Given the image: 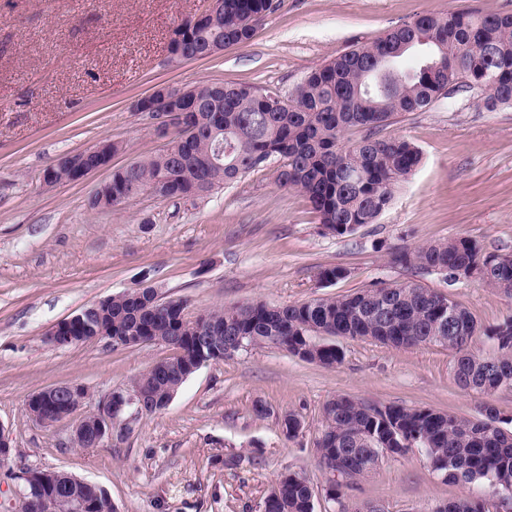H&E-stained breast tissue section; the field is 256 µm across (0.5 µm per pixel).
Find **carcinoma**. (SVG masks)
I'll use <instances>...</instances> for the list:
<instances>
[{
    "instance_id": "1",
    "label": "carcinoma",
    "mask_w": 512,
    "mask_h": 512,
    "mask_svg": "<svg viewBox=\"0 0 512 512\" xmlns=\"http://www.w3.org/2000/svg\"><path fill=\"white\" fill-rule=\"evenodd\" d=\"M224 8L201 21L183 22L174 52L200 60L214 47L249 42L259 24L277 7L276 0H223ZM420 62L401 66L413 49ZM455 91L490 87L489 111L512 106V14L481 15L451 11L421 13L412 24L396 27L370 45L351 49L312 69L285 100L249 83L210 82L188 90L170 88L168 105L184 109L167 148L112 169V185L93 210L114 209L133 189L153 192L163 183L168 200L200 197L236 182L272 163L277 183L301 192L323 230L348 235L373 224L390 204L394 188L421 162L419 149L400 136L379 137V130L402 115L422 112ZM364 132L349 142L345 134ZM394 263L416 273L461 270L472 279L512 293V261L500 260L468 237L396 248ZM150 289L112 297V305L91 313L78 336L91 335L103 322L112 337H159L178 349L137 381L149 393L146 415L165 409L193 370L224 359L217 344L198 341L185 318V302L152 304ZM217 336H242L249 348L277 347L324 367L342 363L343 353L321 336L369 339L392 347L439 344L456 353L454 375L465 391L491 396L512 387V318L481 330L474 316L448 296L407 281L367 288L348 295L270 307L263 303L210 311ZM485 334L497 353L473 350ZM422 448L434 471L464 484L485 480L501 493L490 503L471 495L448 503L446 512H500L512 499V433L496 424V410L486 403L481 417L465 418L426 407L381 404L337 394L323 407L316 447L321 469L329 475V494L344 504L349 461L362 477L386 457L407 453L403 440ZM265 498V512H314L315 493L303 472L279 477ZM43 489L57 491L58 512H70L72 492L47 472ZM88 512H114L104 492L80 488Z\"/></svg>"
}]
</instances>
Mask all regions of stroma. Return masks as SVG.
<instances>
[{
    "label": "stroma",
    "mask_w": 512,
    "mask_h": 512,
    "mask_svg": "<svg viewBox=\"0 0 512 512\" xmlns=\"http://www.w3.org/2000/svg\"><path fill=\"white\" fill-rule=\"evenodd\" d=\"M209 0H0V423L14 455L0 466V504L17 499L19 474L63 471L102 487L117 512H264L275 480L304 472L322 507L328 478L315 440L324 403L347 393L382 404L427 407L475 418L484 402L512 433V387L491 399L463 391L456 355L434 344L394 348L336 338L335 368L276 348H254L203 364L159 414L141 418L121 442L79 448L78 422L114 387L131 384L175 350L92 341L56 348L53 325L100 299L157 289L186 303V317L215 307L270 306L415 281L448 295L479 324L512 316V295L473 281L394 264L400 246L460 236L512 253V107L488 111L480 94L437 100L384 128L421 152L375 223L350 235L324 233L307 199L279 187L275 167L177 202L150 194L106 211L89 209L108 180L43 186V169L102 139L120 142L119 167L162 150L166 137L136 101L160 84L247 82L291 98L311 69L369 45L422 12L512 13V0H277L252 40L211 58L176 63L173 29ZM340 265L346 278L320 282ZM82 384L84 404L50 426L26 411L32 394ZM264 414H257V407ZM296 414V438L282 431ZM488 482L460 484L433 471L423 449L383 460L347 490L349 505L379 512H434Z\"/></svg>",
    "instance_id": "obj_1"
}]
</instances>
